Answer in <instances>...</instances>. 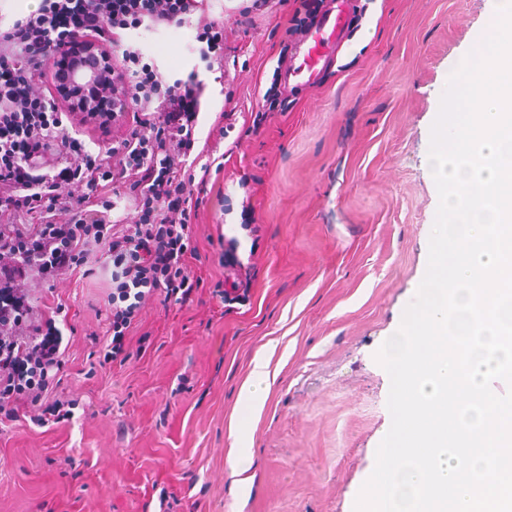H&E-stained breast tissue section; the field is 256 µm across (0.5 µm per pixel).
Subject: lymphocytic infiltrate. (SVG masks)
<instances>
[{
  "instance_id": "f902f5d3",
  "label": "lymphocytic infiltrate",
  "mask_w": 512,
  "mask_h": 512,
  "mask_svg": "<svg viewBox=\"0 0 512 512\" xmlns=\"http://www.w3.org/2000/svg\"><path fill=\"white\" fill-rule=\"evenodd\" d=\"M206 0H41L0 32V428L31 410L38 426L66 423L77 399L58 396L63 334L54 317L35 313L31 280L89 276L90 263L111 268L106 327L94 339L88 376L130 358L128 336L147 301L190 303L201 286L187 258H199L193 226L208 195L212 165L193 168L203 119L201 89L167 82L136 49L112 62L124 100L94 88L54 99L48 82L77 64L97 66L87 39L120 46L145 25L197 20L200 57L224 62V23L208 18ZM95 102L100 129L130 116L129 134L90 150L69 134L66 103ZM125 187L130 223L112 221L111 192ZM17 337L8 346L4 337Z\"/></svg>"
}]
</instances>
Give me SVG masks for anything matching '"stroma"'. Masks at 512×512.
Masks as SVG:
<instances>
[{
    "mask_svg": "<svg viewBox=\"0 0 512 512\" xmlns=\"http://www.w3.org/2000/svg\"><path fill=\"white\" fill-rule=\"evenodd\" d=\"M208 0L224 23V72L199 59L194 22L128 36L169 79L202 84L204 129L221 111L224 168L195 237L206 291L147 302L131 359L86 378L106 324L110 276L34 285L69 344L70 422L24 418L0 432V512H354L391 424L375 354L400 327L427 265L439 205L430 131L448 71L483 29L490 0H358L350 45L320 87L280 80L293 0ZM227 250L250 300L224 311L210 287ZM276 380L251 420L253 463L234 482L228 423L258 351Z\"/></svg>",
    "mask_w": 512,
    "mask_h": 512,
    "instance_id": "obj_1",
    "label": "stroma"
}]
</instances>
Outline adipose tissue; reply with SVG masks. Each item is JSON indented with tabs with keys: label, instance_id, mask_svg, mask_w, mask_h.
<instances>
[{
	"label": "adipose tissue",
	"instance_id": "obj_1",
	"mask_svg": "<svg viewBox=\"0 0 512 512\" xmlns=\"http://www.w3.org/2000/svg\"><path fill=\"white\" fill-rule=\"evenodd\" d=\"M272 387L267 364L263 356H255L254 366L239 390L240 416L231 420L229 435L234 440L236 451L229 460L232 471H242L250 459V452L243 444V432L251 416L261 412Z\"/></svg>",
	"mask_w": 512,
	"mask_h": 512
}]
</instances>
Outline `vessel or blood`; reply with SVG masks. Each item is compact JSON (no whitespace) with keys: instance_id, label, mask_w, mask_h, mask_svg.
Instances as JSON below:
<instances>
[{"instance_id":"vessel-or-blood-1","label":"vessel or blood","mask_w":512,"mask_h":512,"mask_svg":"<svg viewBox=\"0 0 512 512\" xmlns=\"http://www.w3.org/2000/svg\"><path fill=\"white\" fill-rule=\"evenodd\" d=\"M356 0H322L303 29L294 34L281 65L284 87L316 88L323 72L342 51L355 21Z\"/></svg>"}]
</instances>
